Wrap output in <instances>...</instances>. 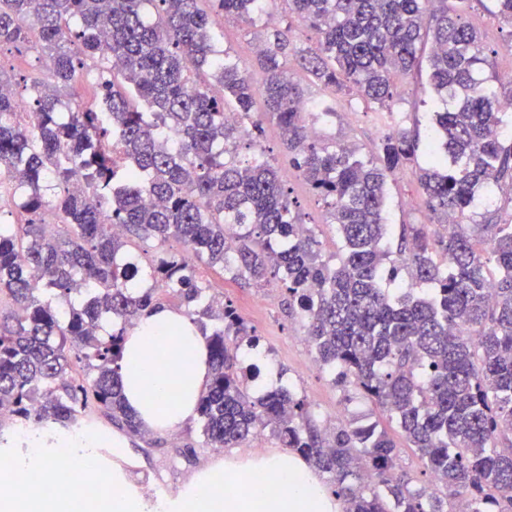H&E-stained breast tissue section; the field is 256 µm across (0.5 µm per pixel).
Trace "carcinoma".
<instances>
[{
    "mask_svg": "<svg viewBox=\"0 0 512 512\" xmlns=\"http://www.w3.org/2000/svg\"><path fill=\"white\" fill-rule=\"evenodd\" d=\"M278 1L316 45L297 48L290 25L262 23ZM472 2L0 0V45L51 61L50 82L31 81L30 111L0 92V186L12 192L0 214V303L11 308L0 314V417L74 431L99 412L140 432L119 382L122 340L173 299L210 347L202 447L234 448L268 429L326 478L342 512H512V223L483 225L500 270L492 280L462 226L433 239L411 225L393 252L384 220L387 185L419 149L396 80L423 65L448 103L416 173L431 221L463 218L477 193L512 179L501 108L512 92L498 91L463 19ZM223 20L261 26L262 87L217 44ZM290 56L324 90L374 105L377 161L311 136L307 118L336 111V100L295 83ZM92 67L99 103L74 111L70 91ZM256 112L275 121L326 204L339 262L323 258L278 167L262 152L239 154L262 132ZM172 242L235 279H278L315 361L395 419L438 485L411 484L377 423L352 416L324 434L291 389L251 391L260 371L238 350L258 336ZM401 265L431 291L384 287ZM82 357L93 374L77 382L72 359Z\"/></svg>",
    "mask_w": 512,
    "mask_h": 512,
    "instance_id": "obj_1",
    "label": "carcinoma"
}]
</instances>
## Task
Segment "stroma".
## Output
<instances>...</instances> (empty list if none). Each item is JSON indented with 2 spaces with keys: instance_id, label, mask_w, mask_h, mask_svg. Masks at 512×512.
<instances>
[{
  "instance_id": "obj_1",
  "label": "stroma",
  "mask_w": 512,
  "mask_h": 512,
  "mask_svg": "<svg viewBox=\"0 0 512 512\" xmlns=\"http://www.w3.org/2000/svg\"><path fill=\"white\" fill-rule=\"evenodd\" d=\"M465 19L482 34L490 62L489 70L503 78L512 70V25L499 20L492 0H473ZM258 30L246 24L227 25L224 28V47L246 70L254 85H261L263 73L253 65V48ZM400 98L398 108L406 117V124L414 131L420 143H427L432 135L430 115L438 106L439 98L425 79L405 77L397 82ZM503 90L512 89L505 82ZM320 140L325 144H351L356 146L362 158L377 155L381 130L373 113L360 100L338 95L334 115L319 120ZM265 133L252 146L253 151L265 152L274 157L283 179L297 200L303 220L322 242L326 257L337 260L343 255L342 243L337 232L328 222L327 211L302 180L299 172L289 161L281 145L279 130L271 121H264ZM387 222L391 226L388 246L397 249L401 243L404 225L425 224L429 214L424 208L414 166L399 171L388 186ZM512 221V181L503 180L486 198L480 199L466 219L467 231L475 239H483V225L504 224ZM200 277L209 282L211 291L233 300L246 325L254 329L260 338L257 351H248L244 360L258 364L261 369L259 383L266 388L292 387L313 405L318 424H325L329 417L345 419L354 414L371 413L379 421L399 448L398 463L401 471L413 485L423 486L431 482L422 461L400 433L398 427L380 412L371 411L368 402L361 397L346 400L336 387L331 375L319 367L307 342L305 327L298 310L289 309L286 294L280 283L269 281L257 288L242 281L233 280L231 274L199 266ZM94 426L110 429L112 436L125 447V455L102 453L106 471L123 473L141 488L157 491H176L213 460L245 461L255 451L279 450L280 442L269 431H257L254 436L235 448L212 451L199 444L200 425L192 423L174 433L160 434L158 440H150L119 429L110 428L101 415L92 418Z\"/></svg>"
}]
</instances>
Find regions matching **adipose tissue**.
<instances>
[{
	"label": "adipose tissue",
	"instance_id": "ef3b65f1",
	"mask_svg": "<svg viewBox=\"0 0 512 512\" xmlns=\"http://www.w3.org/2000/svg\"><path fill=\"white\" fill-rule=\"evenodd\" d=\"M209 380L207 340L184 314L161 306L128 330L120 362V383L127 406L147 430L173 433L193 422ZM26 454L16 460L0 492V512H337L338 504L292 453L275 452L247 462L217 461L196 473L172 498L127 488L122 474L112 477L111 499L94 502L84 490L104 476L86 434L25 435ZM71 457L79 475L62 485L56 461ZM39 484L27 486L26 475Z\"/></svg>",
	"mask_w": 512,
	"mask_h": 512
}]
</instances>
